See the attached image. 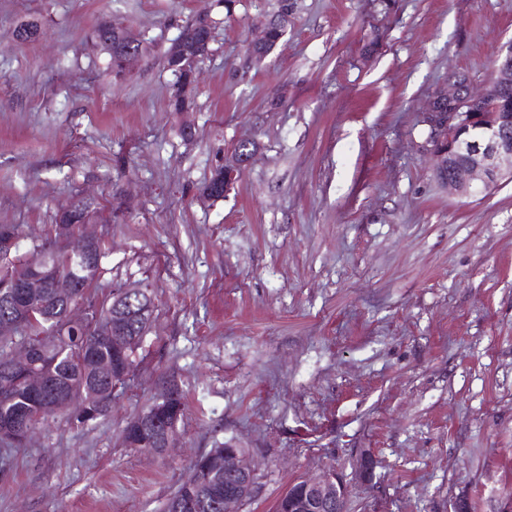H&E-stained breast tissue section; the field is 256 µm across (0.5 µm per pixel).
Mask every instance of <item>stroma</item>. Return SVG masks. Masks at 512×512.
<instances>
[{"instance_id": "1", "label": "stroma", "mask_w": 512, "mask_h": 512, "mask_svg": "<svg viewBox=\"0 0 512 512\" xmlns=\"http://www.w3.org/2000/svg\"><path fill=\"white\" fill-rule=\"evenodd\" d=\"M203 15L211 52L175 112L166 54ZM274 20L284 39L252 61L245 39ZM28 21L42 34L19 42ZM104 21L145 49L118 79ZM510 40L512 0H0V224L22 225L26 251L90 204L101 284H147L155 304L107 420L48 422L0 456V512H162L232 439L258 474L243 512L325 467L344 512H503L512 182L452 194L424 110L450 77L482 86ZM244 140L249 166L204 199ZM171 375L187 397L174 446L128 447Z\"/></svg>"}]
</instances>
